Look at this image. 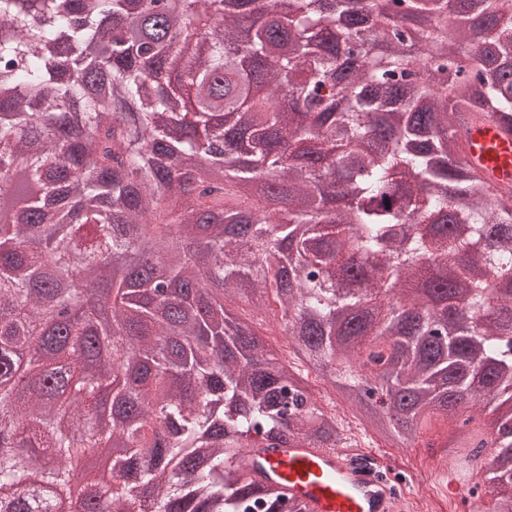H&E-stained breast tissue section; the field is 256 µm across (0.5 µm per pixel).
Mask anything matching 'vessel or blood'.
<instances>
[{"label":"vessel or blood","instance_id":"vessel-or-blood-1","mask_svg":"<svg viewBox=\"0 0 512 512\" xmlns=\"http://www.w3.org/2000/svg\"><path fill=\"white\" fill-rule=\"evenodd\" d=\"M462 149L493 181L512 184V137H503L495 125L482 120L469 125ZM443 454L448 463L439 473V491L460 512H488V494L475 480L486 449L448 447ZM369 455L365 448H287L266 454L264 467L311 512H413L410 498L395 497L378 468L364 465Z\"/></svg>","mask_w":512,"mask_h":512}]
</instances>
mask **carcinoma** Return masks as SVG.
I'll use <instances>...</instances> for the list:
<instances>
[{"label":"carcinoma","mask_w":512,"mask_h":512,"mask_svg":"<svg viewBox=\"0 0 512 512\" xmlns=\"http://www.w3.org/2000/svg\"><path fill=\"white\" fill-rule=\"evenodd\" d=\"M169 2L0 0V197L24 218L0 223V485L30 478L0 512H39L76 449L112 441L82 512H308L257 455L358 447L311 373L391 448L459 422L512 512V295L491 305L512 185L460 146L470 114L512 135V0H293L246 41L253 0ZM111 15L132 35L103 39ZM72 271L112 319L57 287L56 339L35 285ZM415 279L467 315L376 301ZM107 384L128 405L110 431Z\"/></svg>","instance_id":"carcinoma-1"}]
</instances>
